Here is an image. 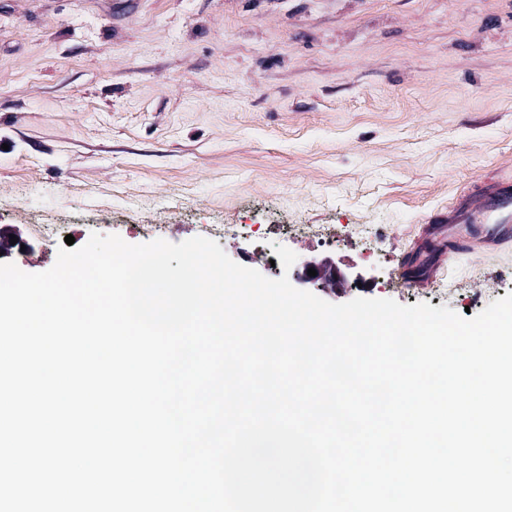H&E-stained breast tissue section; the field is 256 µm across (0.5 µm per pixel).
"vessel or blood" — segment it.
<instances>
[{"label":"vessel or blood","instance_id":"obj_1","mask_svg":"<svg viewBox=\"0 0 512 512\" xmlns=\"http://www.w3.org/2000/svg\"><path fill=\"white\" fill-rule=\"evenodd\" d=\"M511 240L512 179L494 180L429 220L415 249L399 257L397 281L408 288L424 284L447 252L470 249L478 241Z\"/></svg>","mask_w":512,"mask_h":512}]
</instances>
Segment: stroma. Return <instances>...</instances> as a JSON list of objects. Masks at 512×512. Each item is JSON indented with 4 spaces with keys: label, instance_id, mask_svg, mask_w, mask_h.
Here are the masks:
<instances>
[{
    "label": "stroma",
    "instance_id": "1",
    "mask_svg": "<svg viewBox=\"0 0 512 512\" xmlns=\"http://www.w3.org/2000/svg\"><path fill=\"white\" fill-rule=\"evenodd\" d=\"M509 176L512 0H0V226L45 256L13 252L23 271L68 234L203 236L271 279L278 245L332 259L330 303L475 315L512 293V241L423 288L395 285L396 260Z\"/></svg>",
    "mask_w": 512,
    "mask_h": 512
}]
</instances>
